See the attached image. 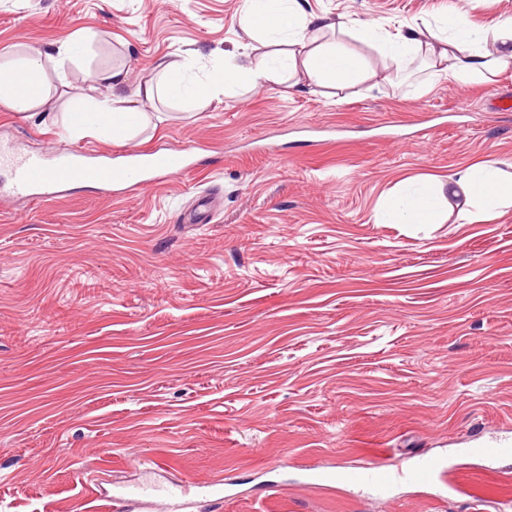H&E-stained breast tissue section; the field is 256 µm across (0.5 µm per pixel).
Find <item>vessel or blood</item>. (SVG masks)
Segmentation results:
<instances>
[{
  "mask_svg": "<svg viewBox=\"0 0 512 512\" xmlns=\"http://www.w3.org/2000/svg\"><path fill=\"white\" fill-rule=\"evenodd\" d=\"M201 150L200 144L187 141L181 146L156 145L137 152L114 153L109 162L88 165L78 160L76 152L56 150L40 154H14L0 151V165L8 167L14 179L16 192L43 200L52 197L55 189L87 178L103 186L128 185L134 188L189 172L191 158ZM471 455L488 462L512 456V440L496 439L471 448ZM446 458L419 454L410 465L362 462L341 473L340 479L352 487L367 486L383 493L406 482L429 486L448 470ZM188 482L164 489L152 495L150 501L140 502L138 494L115 493L107 497L106 512H134L137 505H145L148 512H185L189 493Z\"/></svg>",
  "mask_w": 512,
  "mask_h": 512,
  "instance_id": "obj_1",
  "label": "vessel or blood"
}]
</instances>
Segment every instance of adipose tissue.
Returning a JSON list of instances; mask_svg holds the SVG:
<instances>
[{
	"instance_id": "ef3b65f1",
	"label": "adipose tissue",
	"mask_w": 512,
	"mask_h": 512,
	"mask_svg": "<svg viewBox=\"0 0 512 512\" xmlns=\"http://www.w3.org/2000/svg\"><path fill=\"white\" fill-rule=\"evenodd\" d=\"M444 30L411 26L391 31L367 22L334 21L312 15L302 0H244L241 36L223 63L199 76L195 55L159 63L152 77L129 90V74L116 65L94 72L80 100L68 113L67 130L75 136H95L122 131L132 137L151 124L146 107L158 100L199 109L234 87L250 84L305 87L319 94L335 93L362 85L374 75L364 56L346 48L343 36L371 47L396 73L419 68L433 76L460 83L488 80L512 67V21L490 29L473 28L468 19L452 13ZM75 41L55 46L53 52L30 53L0 63V105L29 114L46 105L52 88H67V66L74 61ZM449 196H464L470 208L460 210V223L495 216L512 204V177L501 174L497 161L488 160L458 170L446 183ZM438 196L419 187L388 199L384 220L389 224H433L438 218Z\"/></svg>"
}]
</instances>
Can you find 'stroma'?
<instances>
[{"label":"stroma","instance_id":"35a3bbf8","mask_svg":"<svg viewBox=\"0 0 512 512\" xmlns=\"http://www.w3.org/2000/svg\"><path fill=\"white\" fill-rule=\"evenodd\" d=\"M243 0H0V61L91 35L28 118L0 106V148L114 152L198 140L208 163L143 190L69 185L11 195L0 167V512H100L105 494L188 478L238 493L194 512H470L512 498V457L462 449L512 436V209L461 224H384L411 180L512 163V112L491 82L376 71L341 101L284 85L237 88L196 111L158 105L126 140L71 136L62 119L90 73L131 80L184 50L219 61ZM308 10L395 27L451 11L484 27L512 0H308ZM210 223L185 224L200 196ZM449 457V483L387 500L311 468Z\"/></svg>","mask_w":512,"mask_h":512}]
</instances>
